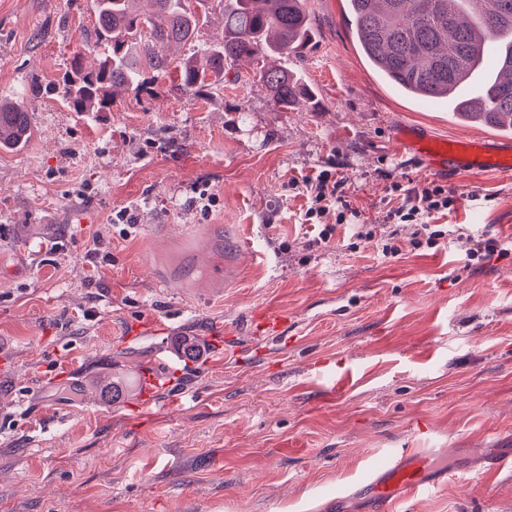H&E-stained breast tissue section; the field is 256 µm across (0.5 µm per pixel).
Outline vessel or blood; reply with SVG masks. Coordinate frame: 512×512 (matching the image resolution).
Wrapping results in <instances>:
<instances>
[{"label": "vessel or blood", "instance_id": "b4317fda", "mask_svg": "<svg viewBox=\"0 0 512 512\" xmlns=\"http://www.w3.org/2000/svg\"><path fill=\"white\" fill-rule=\"evenodd\" d=\"M392 142L398 152H412L418 156L424 171L438 175H461L496 171L512 174V137H485L473 142H453L436 139L432 132L420 125L397 128ZM250 331L287 343L278 314L251 316ZM446 470H424L418 451L401 448L390 453L385 462L372 466L368 479L359 486L374 505L373 512H394L392 505L407 502L426 491L440 487L446 479Z\"/></svg>", "mask_w": 512, "mask_h": 512}]
</instances>
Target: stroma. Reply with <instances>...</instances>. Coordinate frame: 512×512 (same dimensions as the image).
Listing matches in <instances>:
<instances>
[{
  "label": "stroma",
  "instance_id": "35a3bbf8",
  "mask_svg": "<svg viewBox=\"0 0 512 512\" xmlns=\"http://www.w3.org/2000/svg\"><path fill=\"white\" fill-rule=\"evenodd\" d=\"M344 5L307 0L315 38L288 67L313 101L280 111L242 61L211 98L176 93L170 69L88 117L58 82L74 53L96 59L94 0H0V98L40 90L25 145L0 151V512H366L333 497L392 448L452 470L411 512H512V469L453 467L512 439V177H440L456 231L436 247L407 227L397 259L357 240L387 234L393 182L427 179L395 126L496 130L378 79ZM324 170L345 223L305 216L302 181ZM198 187L209 212L189 205ZM125 207L134 223H113ZM230 234L254 252L223 285L207 272ZM482 234L505 255L470 259ZM255 309L287 313V346L244 331ZM218 326L223 364L178 352ZM163 349L195 395L168 407L163 389L147 411L138 373ZM103 377L125 397L103 400Z\"/></svg>",
  "mask_w": 512,
  "mask_h": 512
}]
</instances>
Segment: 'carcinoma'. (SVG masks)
Segmentation results:
<instances>
[{"label":"carcinoma","mask_w":512,"mask_h":512,"mask_svg":"<svg viewBox=\"0 0 512 512\" xmlns=\"http://www.w3.org/2000/svg\"><path fill=\"white\" fill-rule=\"evenodd\" d=\"M97 60L85 66L76 53L61 79L72 112H108L116 89L147 93L156 74L172 66L163 54L188 43L207 20L188 0H148L153 11L135 13L134 0H95ZM223 15L221 41L175 66L174 89L205 98L224 86V68L245 60L276 107L286 112L310 97L288 70V56L314 36L305 0H209ZM356 36L376 72L409 97L448 102L459 117L512 130V0H345ZM495 44L500 63L484 74L483 44ZM481 80L485 93L459 90ZM25 101H0V146L28 137Z\"/></svg>","instance_id":"cac0c4a2"}]
</instances>
